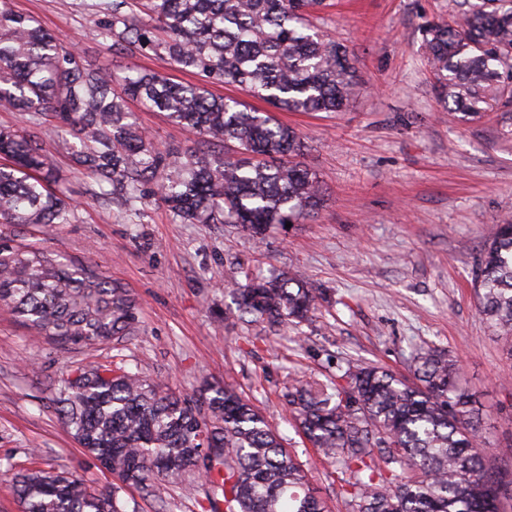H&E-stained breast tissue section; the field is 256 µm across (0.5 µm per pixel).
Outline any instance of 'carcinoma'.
Returning a JSON list of instances; mask_svg holds the SVG:
<instances>
[{"label": "carcinoma", "mask_w": 512, "mask_h": 512, "mask_svg": "<svg viewBox=\"0 0 512 512\" xmlns=\"http://www.w3.org/2000/svg\"><path fill=\"white\" fill-rule=\"evenodd\" d=\"M453 24L427 21L422 47L444 111L461 122L499 112L512 121V0H454ZM104 16L97 38L116 52L151 53L200 77L98 70L70 43L0 0V101L28 125L0 128V224H69L72 206L53 189L56 169L32 129L65 131L94 196L132 211L158 194L184 224H236L261 238L272 224H299L323 191L298 160L299 134L269 113L207 83H233L286 112H339L354 88L347 48L308 22L329 0H83ZM136 99L198 137L178 159L144 134ZM235 148L230 157L218 144ZM479 311L512 356V219L473 267ZM239 320L300 326L313 289L285 274L247 278L233 290ZM0 306L60 346L131 336L130 290L92 265L0 232ZM415 381L348 360L325 381L288 376L282 398L299 431L335 472L347 512H502L509 473L479 451L477 410L457 361L435 348L412 356ZM62 419L84 452L117 479L92 492L77 472L31 469L13 477L22 512H124L127 486L145 495L164 481L188 491L209 482V512H328L302 465L233 387L206 384L180 398L124 367L91 366L61 380Z\"/></svg>", "instance_id": "obj_1"}]
</instances>
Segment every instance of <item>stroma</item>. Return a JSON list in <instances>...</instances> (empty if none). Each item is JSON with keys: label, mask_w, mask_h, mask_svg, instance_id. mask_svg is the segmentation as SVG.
I'll return each mask as SVG.
<instances>
[{"label": "stroma", "mask_w": 512, "mask_h": 512, "mask_svg": "<svg viewBox=\"0 0 512 512\" xmlns=\"http://www.w3.org/2000/svg\"><path fill=\"white\" fill-rule=\"evenodd\" d=\"M81 56L110 73H169L150 54L113 52L94 40L101 21L82 0H12ZM453 0H335L312 22L353 55L355 93L342 111L281 112L308 149L324 201L302 223L271 225L253 242L234 224H183L151 198L140 216L98 202L67 154L55 158L72 223L18 227L20 237L98 265L130 289L136 335L64 350L32 336L0 309V512H21L14 473L51 467L84 474L94 491L114 478L95 467L61 419L63 377L90 365L125 366L180 396L203 381L233 386L279 432L330 512H345L339 481L290 423L288 373L326 376L359 358L412 376V352L447 351L483 413L491 462L512 470V357L478 312L474 261L503 216H512V137L495 113L462 123L443 112L421 46L428 20L456 21ZM161 149L194 137L163 113L131 103ZM286 273L325 294L310 324L270 331L230 317L232 289L251 274ZM127 512H205L204 490L160 485L122 493Z\"/></svg>", "instance_id": "35a3bbf8"}]
</instances>
